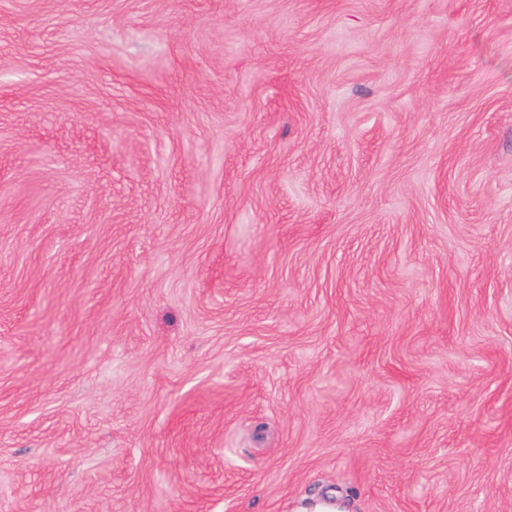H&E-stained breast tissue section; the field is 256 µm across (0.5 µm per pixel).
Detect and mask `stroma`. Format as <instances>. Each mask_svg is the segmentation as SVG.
Returning a JSON list of instances; mask_svg holds the SVG:
<instances>
[{
    "mask_svg": "<svg viewBox=\"0 0 512 512\" xmlns=\"http://www.w3.org/2000/svg\"><path fill=\"white\" fill-rule=\"evenodd\" d=\"M512 512V0H0V512Z\"/></svg>",
    "mask_w": 512,
    "mask_h": 512,
    "instance_id": "35a3bbf8",
    "label": "stroma"
}]
</instances>
